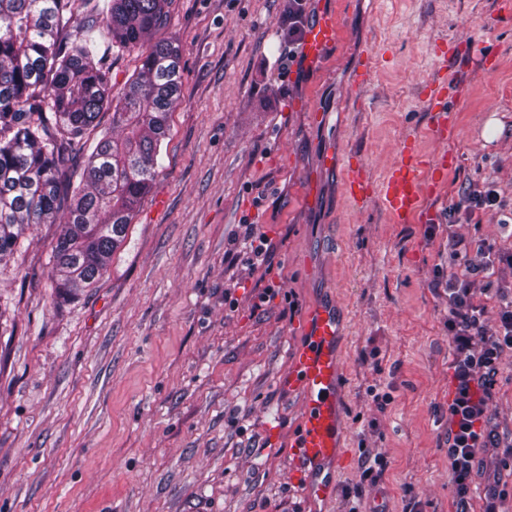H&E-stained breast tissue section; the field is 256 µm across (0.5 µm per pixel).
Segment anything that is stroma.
Returning a JSON list of instances; mask_svg holds the SVG:
<instances>
[{"label": "stroma", "instance_id": "stroma-1", "mask_svg": "<svg viewBox=\"0 0 512 512\" xmlns=\"http://www.w3.org/2000/svg\"><path fill=\"white\" fill-rule=\"evenodd\" d=\"M290 0H174L160 38L182 48V94L162 170L95 288L58 296V227L27 229L0 268V512H454L448 472V239L512 248V9L503 0H305L333 12L338 41L304 65L285 47ZM453 45L443 67L437 52ZM295 56L281 67L284 50ZM372 70L362 81L358 62ZM454 137L430 133V85ZM447 152L424 206L395 224L380 197L351 207L343 168L373 179L403 156ZM334 163H327V156ZM502 208L452 214L472 185ZM254 224L269 268L224 252ZM275 281L281 297L256 306ZM298 303L285 312L284 295ZM341 322L342 466L335 494L305 492L290 454L304 396L285 381L311 312ZM388 394L380 405L376 394ZM472 508L495 490L512 512V350L499 361ZM382 458L377 483L363 453Z\"/></svg>", "mask_w": 512, "mask_h": 512}]
</instances>
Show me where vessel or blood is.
<instances>
[{
  "mask_svg": "<svg viewBox=\"0 0 512 512\" xmlns=\"http://www.w3.org/2000/svg\"><path fill=\"white\" fill-rule=\"evenodd\" d=\"M339 29L333 14L321 11L311 20L302 57L315 63L322 52L335 45ZM443 86L429 91L433 114V136L445 142L454 135V126L443 101ZM406 161L391 167L380 185H373L368 168L350 164L344 170V190L348 200L364 206L372 196H380L394 223L429 224L436 217L424 207L425 196L434 194L448 171L447 153L421 159L415 143L404 146ZM340 324L332 306L319 307L307 328L304 342L295 350L288 373L289 388L306 396L301 428L292 445L291 454L299 468L319 470L336 462L339 456L341 408L339 389L341 363L336 349Z\"/></svg>",
  "mask_w": 512,
  "mask_h": 512,
  "instance_id": "b4317fda",
  "label": "vessel or blood"
}]
</instances>
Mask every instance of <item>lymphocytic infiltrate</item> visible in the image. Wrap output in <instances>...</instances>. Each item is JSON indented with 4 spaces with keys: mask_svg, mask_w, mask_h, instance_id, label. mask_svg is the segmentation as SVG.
Wrapping results in <instances>:
<instances>
[{
    "mask_svg": "<svg viewBox=\"0 0 512 512\" xmlns=\"http://www.w3.org/2000/svg\"><path fill=\"white\" fill-rule=\"evenodd\" d=\"M498 254L494 245L481 244L471 257L459 241L449 239L448 257L456 270L448 279L435 283L448 294V331L454 346L448 464L455 489V512H470L478 453L499 441L488 425L486 404L499 357L504 350L512 349V293L477 282ZM490 293L498 300V322L492 330L487 329L485 307L477 300L478 295Z\"/></svg>",
    "mask_w": 512,
    "mask_h": 512,
    "instance_id": "lymphocytic-infiltrate-1",
    "label": "lymphocytic infiltrate"
}]
</instances>
